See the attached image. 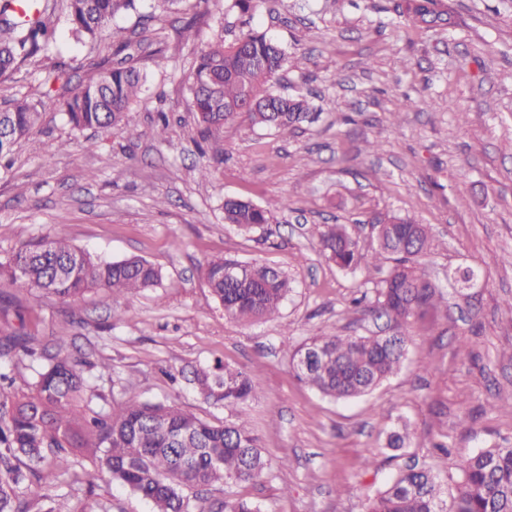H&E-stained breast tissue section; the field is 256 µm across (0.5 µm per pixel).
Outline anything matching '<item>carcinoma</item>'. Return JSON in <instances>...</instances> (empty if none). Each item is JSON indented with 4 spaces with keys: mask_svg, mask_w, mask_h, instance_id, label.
I'll return each instance as SVG.
<instances>
[{
    "mask_svg": "<svg viewBox=\"0 0 512 512\" xmlns=\"http://www.w3.org/2000/svg\"><path fill=\"white\" fill-rule=\"evenodd\" d=\"M182 0H30L34 15L21 20L16 0H0V73L57 47L58 24L78 41H97L119 14L138 9L164 13ZM225 7L253 16L258 0H227ZM401 23L431 29L448 23L437 0H411L399 12ZM288 64V54L265 33L250 27L232 41L219 40L201 50L188 80L189 108L211 142L212 160L224 156L220 133L224 125L247 116L250 126L295 130L312 124L318 113L303 97L273 92ZM146 77L121 60L78 87L61 102L74 131H117L139 136L127 122ZM0 138V160L15 142L39 123L38 102L8 100ZM268 206L242 199L224 202V223L250 232L271 222ZM378 250L368 255L339 224L321 234L327 258L339 269L383 273L374 282L368 312L386 318L390 336H319L294 349L307 357L297 370L300 379L323 396L350 400L372 392L406 359L405 326L423 308L439 307L437 286L419 271L418 260L431 245V230L409 217L372 215ZM389 263L382 269V262ZM241 261L216 256L204 266V277L225 317L240 322L268 321L279 315L292 290L286 275L251 263L235 278L224 270ZM0 280L18 288L49 294L62 301L99 288L120 298L156 286L160 271L141 258L109 261L72 246L65 234L32 237L16 244L0 259ZM57 351L45 356L28 336H14L0 347V359L16 366L34 365L33 377L15 388L0 385V512H70L55 494L60 478L76 465L91 464L97 480L116 483L147 500L152 512H192L185 491L260 477L268 462L240 408L257 396L248 373L227 364L199 367L192 382L208 402L224 407L231 419L205 420L176 405L129 400L111 411L87 414L89 386L80 363L68 357L67 338H55ZM456 493L443 497L439 477L424 466H408L374 498L368 512H512V448L483 449L457 464ZM224 512H261L248 499L224 503Z\"/></svg>",
    "mask_w": 512,
    "mask_h": 512,
    "instance_id": "obj_1",
    "label": "carcinoma"
}]
</instances>
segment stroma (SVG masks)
Masks as SVG:
<instances>
[{
	"instance_id": "1",
	"label": "stroma",
	"mask_w": 512,
	"mask_h": 512,
	"mask_svg": "<svg viewBox=\"0 0 512 512\" xmlns=\"http://www.w3.org/2000/svg\"><path fill=\"white\" fill-rule=\"evenodd\" d=\"M403 3L264 0L253 27L304 60L274 89L311 96L320 116L287 133L225 124L224 159L206 181L197 175L206 158L186 78L201 49L239 29L222 0H184L151 21L123 14L102 42L79 44L60 30L55 60L68 65L73 89L129 42L149 79L127 115L138 138L71 131L60 85L39 76L50 60L0 77V103L27 95L43 113L0 174V258L60 230L99 258L140 257L162 275L132 297L93 290L66 302L1 283L0 337L24 334L48 347L68 337L71 355L89 364L97 410L134 398L218 422L223 408L187 374L218 361L247 372L258 395L243 414L270 467L248 483L197 491L205 512L235 498L262 512H366L408 464L429 465L451 494L458 460L512 447V415L494 408L512 397V0H438L449 23L431 30L398 24ZM408 96L422 107L401 109ZM368 139L374 152L364 150ZM228 198L282 206L272 223L244 233L224 221ZM376 212L430 226L421 269L443 305L409 321L411 354L393 376L365 397L334 401L298 379L293 349L314 336L378 332L379 322L352 305L364 272L340 270L319 243L342 224L372 252L365 219ZM216 255L288 275L293 289L278 319L225 317L203 274ZM466 268L475 278L463 299L455 279ZM118 308L126 311L119 321ZM401 427L409 438L388 447ZM57 491L71 512H152L137 494L88 487L81 474Z\"/></svg>"
}]
</instances>
